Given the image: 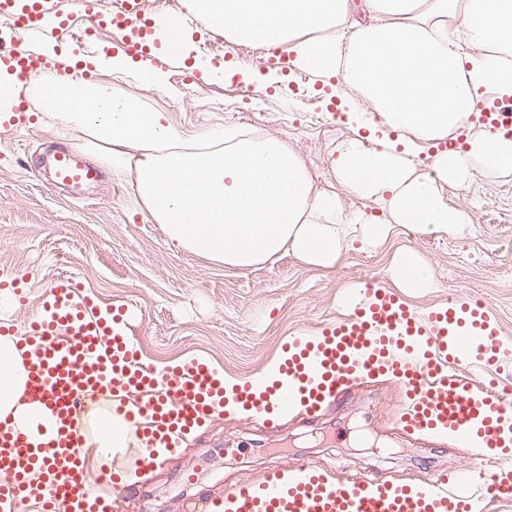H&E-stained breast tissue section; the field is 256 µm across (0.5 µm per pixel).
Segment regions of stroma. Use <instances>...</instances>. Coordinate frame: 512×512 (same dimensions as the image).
Returning a JSON list of instances; mask_svg holds the SVG:
<instances>
[{"instance_id": "obj_1", "label": "stroma", "mask_w": 512, "mask_h": 512, "mask_svg": "<svg viewBox=\"0 0 512 512\" xmlns=\"http://www.w3.org/2000/svg\"><path fill=\"white\" fill-rule=\"evenodd\" d=\"M199 54L248 70L261 57L250 44L218 41L213 30L191 29ZM234 59H226L228 48ZM168 86L130 82L125 92L169 112L176 127L195 132L256 127L288 142L304 160L317 187L336 188L331 159L351 137L352 127L332 117L320 84L293 71L279 87L261 82L186 81L181 69L168 71ZM75 145L74 136L35 126L0 128V266L28 276L29 302L12 308L9 319L23 326L56 276L75 277L99 304L122 300L141 315L137 340L147 364L163 369L191 356L206 357L225 378H251L278 360L293 336L319 331L342 314L340 301L354 281H388L395 253L412 248L431 263L436 288L413 297L422 311L457 294L492 304L503 341L512 343V178L475 175L463 189H449L451 204L469 210L471 234L425 237L396 229L378 250H348L330 270L307 266L292 255L251 270L236 271L168 245L160 225L130 213L131 184L104 175L86 199L76 201L50 183L49 147ZM397 398L388 382L362 386L322 416L293 410L275 424L259 417L221 411L182 446L169 449L162 466L142 470L133 448H116L109 464L87 451L91 474L118 473L126 483L122 512H183L185 501L202 490L259 479L289 461L420 481L466 467L468 448L410 436L392 423ZM344 423L348 436L332 444L314 438ZM195 474L187 484L186 474Z\"/></svg>"}]
</instances>
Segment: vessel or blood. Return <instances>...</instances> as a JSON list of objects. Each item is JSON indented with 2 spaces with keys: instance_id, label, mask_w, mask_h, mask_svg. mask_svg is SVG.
Masks as SVG:
<instances>
[{
  "instance_id": "obj_1",
  "label": "vessel or blood",
  "mask_w": 512,
  "mask_h": 512,
  "mask_svg": "<svg viewBox=\"0 0 512 512\" xmlns=\"http://www.w3.org/2000/svg\"><path fill=\"white\" fill-rule=\"evenodd\" d=\"M147 0H0V20L24 31L23 41L0 47V68L24 82L55 69L59 84L74 71L91 78L85 58L102 28L121 32V50L151 58L165 69L178 52L150 56L137 35L145 18L180 33L193 26L181 14L148 16ZM84 25L73 42L84 53L74 66H50L36 46L56 39L74 17ZM478 120L489 130L512 133V98L490 95ZM55 184L82 199L102 179L100 168L73 150L51 159ZM0 287L27 305L24 274L0 269ZM344 314L314 335L293 337L266 378L230 384L203 359L157 371L144 362L135 339L140 314L117 301L100 305L81 294L72 277L47 287L24 329L0 323L25 349L22 399L43 423L21 428L0 419V512L35 502L40 512H120L126 492L112 480L104 499L85 464L84 416L108 400L140 442L143 469L164 461L203 426L217 408L275 416L293 408L318 414L353 386L379 378L399 389L396 421L410 434L454 439L470 449L463 470L437 474L424 484L369 474L323 473L311 463L290 462L258 481L199 496L198 512H477L482 499H512V399L483 378L501 350V322L492 306L464 296L422 312L385 283L372 279L351 291Z\"/></svg>"
}]
</instances>
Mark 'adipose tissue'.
I'll return each mask as SVG.
<instances>
[{"mask_svg":"<svg viewBox=\"0 0 512 512\" xmlns=\"http://www.w3.org/2000/svg\"><path fill=\"white\" fill-rule=\"evenodd\" d=\"M188 12L232 43L291 54L294 69L332 80L354 123L332 160L336 180L362 200L314 188L301 156L284 141L238 130L177 129L168 112L108 80L74 78L67 94L51 76L25 82L0 75V112L33 105L36 126L74 135L116 177L132 181L130 206L163 227L169 244L224 267L245 270L292 254L335 268L352 248L373 251L397 227L423 236L462 237L468 210L448 188L474 174L512 176V137L485 130L445 148L487 90L512 94V0H185ZM431 151L426 171L412 162ZM409 293L435 287L429 262L398 250L389 267ZM24 367L15 336H0V417L22 426L41 417L23 402ZM101 461L130 438L111 413L88 433Z\"/></svg>","mask_w":512,"mask_h":512,"instance_id":"ef3b65f1","label":"adipose tissue"}]
</instances>
